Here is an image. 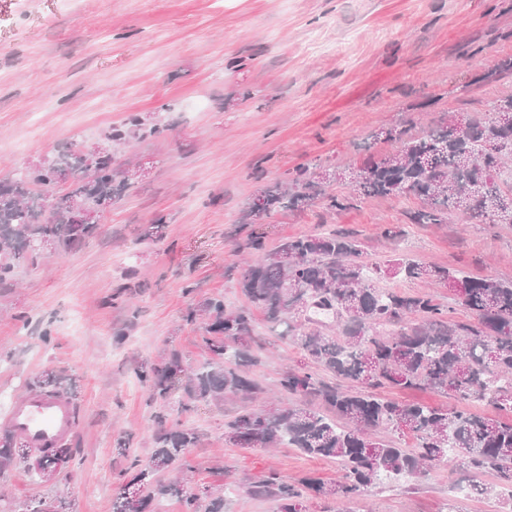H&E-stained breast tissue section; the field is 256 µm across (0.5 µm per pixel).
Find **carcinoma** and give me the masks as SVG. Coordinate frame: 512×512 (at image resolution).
Listing matches in <instances>:
<instances>
[{
  "mask_svg": "<svg viewBox=\"0 0 512 512\" xmlns=\"http://www.w3.org/2000/svg\"><path fill=\"white\" fill-rule=\"evenodd\" d=\"M141 121L132 116L103 135L107 149L95 155L71 143L49 154L46 165L25 175L0 178V287L14 281L21 260H33L31 244L50 240L68 251L92 237L99 225L82 211L102 210L131 186L127 170L114 165L112 146L140 136ZM400 143L398 150L369 156L350 181L368 197L413 194L421 207L417 224H445L460 214L492 224H512V193L500 189L499 178L512 158V96L489 104L485 117L458 112L432 124L418 138L390 128L374 138ZM70 181L71 191L52 194L57 177ZM321 195L316 184L283 181L261 198L262 211L294 209ZM360 249L340 232L306 234L283 241L278 249L243 269L240 287L250 307L228 310L224 301L203 306L207 319L205 349L212 361L183 381L188 408L199 401L217 403L228 394L254 395L260 388L247 374L255 364L252 353L251 309L261 311L279 336L291 339L323 370L358 384L354 390L325 385L309 372L289 369L279 379L284 396L316 399L327 413L298 405L245 410L224 424V440L234 446L270 448L286 444L310 457L338 461L343 474L334 482L311 477L290 480L271 473L249 487L258 498L271 497L279 512H299L300 499L350 502L384 478L415 474L444 462H461L473 475L469 490L489 495L496 486L477 478L496 473L503 488L512 487V420L478 416L462 407L486 399L500 412L512 413V283L492 277H473L460 271L406 259L391 267L456 292L475 318L464 324L449 320V310L431 294L402 295L370 285L366 265L357 261ZM309 301L319 310L349 316L342 337L298 332L290 321L297 304ZM182 372L177 356L137 370L152 396L165 397ZM39 390L70 392L72 384L53 374L34 383ZM428 389L452 397L456 406L433 407L377 396L378 388ZM155 448L143 462L134 460L131 477L122 483L112 512H156V502L168 496L182 499L185 512H199L200 497L184 488L182 479L161 474L180 473L196 440L190 430H167L158 417ZM386 428L415 443L402 448L375 435ZM70 448L34 449L29 457L12 434L0 436V472L25 463L41 481L50 482L70 461ZM26 512H66L63 497L27 505Z\"/></svg>",
  "mask_w": 512,
  "mask_h": 512,
  "instance_id": "cac0c4a2",
  "label": "carcinoma"
}]
</instances>
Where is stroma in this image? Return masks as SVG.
Wrapping results in <instances>:
<instances>
[{
  "label": "stroma",
  "mask_w": 512,
  "mask_h": 512,
  "mask_svg": "<svg viewBox=\"0 0 512 512\" xmlns=\"http://www.w3.org/2000/svg\"><path fill=\"white\" fill-rule=\"evenodd\" d=\"M509 62L512 0H0V177L67 143L96 142L132 115L161 129L114 148L116 164L137 163L140 173L93 237L20 263L13 285L0 288V423L48 370L72 380L78 416L68 468L53 483L23 466L0 474V512L60 495L72 512H112L121 474L152 454L159 414L167 428L197 433L186 487L222 490L224 512H277L248 492L272 471L338 480L336 461L224 440L241 408L282 403L284 371L313 367L261 312L256 396L186 408L178 390L151 399L135 369L173 352L188 373L209 361L199 311L211 299L246 306L239 280L255 237L269 254L290 237L348 232L374 287L433 292L453 321L469 322L447 289L386 266L415 259L512 282V224H415L416 196L367 197L348 181L325 185L301 209L258 216L252 205L280 180L347 173L395 151L376 139L380 130L419 136L452 112L483 116L512 96ZM330 194L351 195V207L329 209ZM158 218V235L145 237ZM388 227L396 237L384 236ZM468 482L464 467L440 464L350 503L310 496L303 508L512 512L511 495L477 496Z\"/></svg>",
  "instance_id": "stroma-1"
}]
</instances>
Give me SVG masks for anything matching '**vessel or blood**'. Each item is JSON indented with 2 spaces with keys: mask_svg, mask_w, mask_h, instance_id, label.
<instances>
[{
  "mask_svg": "<svg viewBox=\"0 0 512 512\" xmlns=\"http://www.w3.org/2000/svg\"><path fill=\"white\" fill-rule=\"evenodd\" d=\"M5 428L31 448H52L75 434L78 421L72 405L54 395L20 400L4 422Z\"/></svg>",
  "mask_w": 512,
  "mask_h": 512,
  "instance_id": "b4317fda",
  "label": "vessel or blood"
}]
</instances>
